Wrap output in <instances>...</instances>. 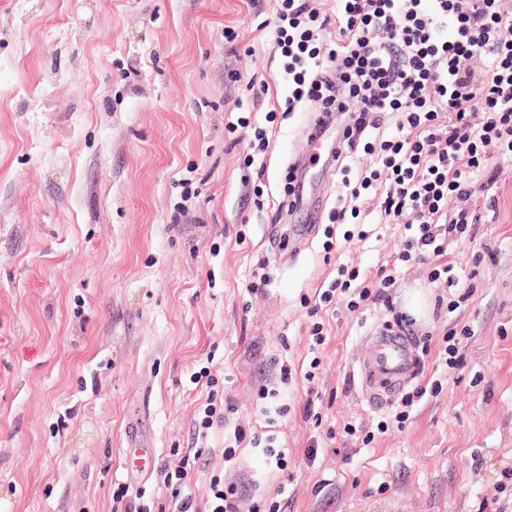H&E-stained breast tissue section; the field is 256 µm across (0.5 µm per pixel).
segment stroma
<instances>
[{
  "mask_svg": "<svg viewBox=\"0 0 512 512\" xmlns=\"http://www.w3.org/2000/svg\"><path fill=\"white\" fill-rule=\"evenodd\" d=\"M275 16L276 0H0V512H113L118 483L170 502L156 471L123 473L131 442L158 467L201 450L187 488L200 506L218 475L241 512L276 495L287 512H512V158L492 160L496 223L448 240L470 294L439 292L430 265L400 266L361 312L324 313L322 364L304 380L302 298L340 264L374 275L401 228L372 196L368 240L326 217L307 246L267 260L288 164L311 151L302 113H279ZM270 111L269 147L252 155L235 122ZM259 270L269 284L253 294ZM411 291L429 312L409 325L419 366L404 389L434 378L442 391L366 445L345 425L374 430L393 409L366 398L367 333L400 324ZM466 325L463 367L436 366L442 335ZM283 362L298 372L287 385ZM205 367L235 412L202 439L206 391L190 378ZM262 387L290 406L283 471L247 441L224 460L234 426H261Z\"/></svg>",
  "mask_w": 512,
  "mask_h": 512,
  "instance_id": "obj_1",
  "label": "stroma"
}]
</instances>
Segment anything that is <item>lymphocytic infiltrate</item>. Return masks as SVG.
<instances>
[{"label": "lymphocytic infiltrate", "mask_w": 512, "mask_h": 512, "mask_svg": "<svg viewBox=\"0 0 512 512\" xmlns=\"http://www.w3.org/2000/svg\"><path fill=\"white\" fill-rule=\"evenodd\" d=\"M335 18L321 17L314 0H280L273 25L288 84L286 112L317 104L328 123L343 131L326 159L340 175L334 223L358 217L365 197L379 194L389 223L403 227L399 261L432 262L429 281L458 286L443 255L448 237L469 236L472 225L495 223L496 199L484 214L463 201L485 191L488 148L512 157V12L502 0H339ZM335 25L336 39L320 43L318 31ZM395 114V133L381 140V164L354 170L367 130L381 129ZM457 211L443 222L449 205ZM391 270L375 277L338 266L316 300L306 301L315 345L325 341L319 317L334 301L357 311L373 289L393 286ZM191 464L163 466L165 487L176 497V512H238L236 485L211 477L205 507L181 490Z\"/></svg>", "instance_id": "f902f5d3"}]
</instances>
